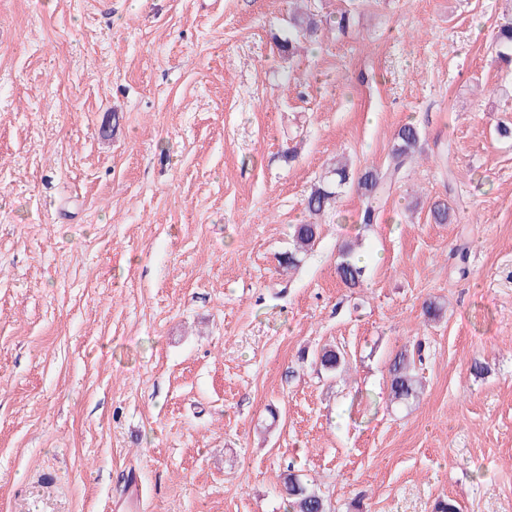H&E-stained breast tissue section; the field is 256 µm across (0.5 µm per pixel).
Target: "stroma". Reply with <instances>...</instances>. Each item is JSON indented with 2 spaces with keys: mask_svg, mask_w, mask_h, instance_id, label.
I'll list each match as a JSON object with an SVG mask.
<instances>
[{
  "mask_svg": "<svg viewBox=\"0 0 512 512\" xmlns=\"http://www.w3.org/2000/svg\"><path fill=\"white\" fill-rule=\"evenodd\" d=\"M291 2L0 0V512H285L290 472L329 512H512V0H299L288 58ZM409 121L377 222L345 190L281 272L326 168ZM339 262L336 272L344 285L356 288L362 282L365 266L361 265V259L354 255L350 245H344L339 251ZM315 363L326 372L344 371L347 365L344 354L335 347H323L316 354ZM390 397L394 403H404L418 396L422 380L415 367L413 353L404 349L397 353L389 365Z\"/></svg>",
  "mask_w": 512,
  "mask_h": 512,
  "instance_id": "35a3bbf8",
  "label": "stroma"
}]
</instances>
